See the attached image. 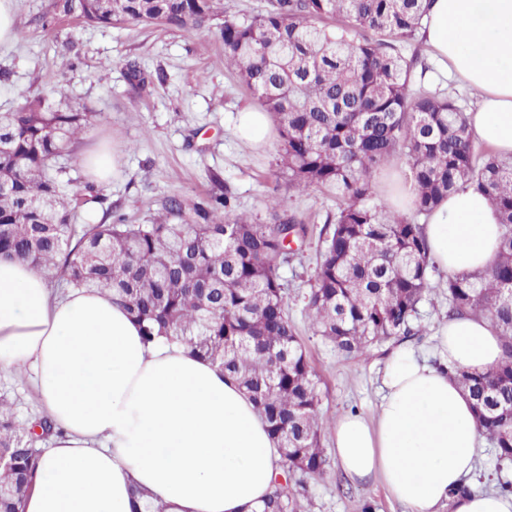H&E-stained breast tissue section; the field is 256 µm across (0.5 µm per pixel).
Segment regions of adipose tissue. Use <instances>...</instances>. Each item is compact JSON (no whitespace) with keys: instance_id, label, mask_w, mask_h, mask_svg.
I'll return each instance as SVG.
<instances>
[{"instance_id":"ef3b65f1","label":"adipose tissue","mask_w":512,"mask_h":512,"mask_svg":"<svg viewBox=\"0 0 512 512\" xmlns=\"http://www.w3.org/2000/svg\"><path fill=\"white\" fill-rule=\"evenodd\" d=\"M421 37L447 75L478 90L467 114L476 140L512 155V0H432ZM503 226L489 199L460 187L429 215V255L453 275L495 259ZM43 270L0 258V370L29 369L53 422L23 512H134L132 488L165 512H254L280 456L253 402L188 348L144 341L139 323L91 289L51 300ZM439 363L398 345L375 420L333 426L351 479L379 476L410 512H512V495L448 492L474 469L480 439L449 366L482 371L503 357L484 317L448 320Z\"/></svg>"}]
</instances>
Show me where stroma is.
Masks as SVG:
<instances>
[{"label": "stroma", "mask_w": 512, "mask_h": 512, "mask_svg": "<svg viewBox=\"0 0 512 512\" xmlns=\"http://www.w3.org/2000/svg\"><path fill=\"white\" fill-rule=\"evenodd\" d=\"M52 0H16L17 41L0 44V112L14 109L28 89L54 80L71 106L103 112L87 127L66 159L69 176L83 185L86 158L113 160L105 183L113 220L148 224L160 216L164 197L192 200L209 193L212 173H220L235 209L269 223L272 212L293 215L307 233L281 270L288 314L304 340L312 366L322 378V446L334 453L332 425L340 415L374 417L381 398L385 361L394 341L375 347L370 356L347 359L311 337L305 309L322 241L339 201L334 190L314 187L297 194L278 165L279 136L253 147L236 130L244 108L256 97L224 67L219 21L185 30L168 25H96L66 17L53 28L36 25ZM134 62L149 77L147 89L132 85L126 73ZM444 271L432 275L433 289L420 307L425 334L409 341L419 354L436 361V337L446 321L448 300ZM0 397L20 422L43 416L31 373L0 372ZM310 512H407L378 479L353 481L338 462L324 478L308 482Z\"/></svg>", "instance_id": "obj_1"}]
</instances>
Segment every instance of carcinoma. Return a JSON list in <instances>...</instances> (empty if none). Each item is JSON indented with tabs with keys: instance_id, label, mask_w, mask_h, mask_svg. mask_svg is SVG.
I'll return each mask as SVG.
<instances>
[{
	"instance_id": "carcinoma-1",
	"label": "carcinoma",
	"mask_w": 512,
	"mask_h": 512,
	"mask_svg": "<svg viewBox=\"0 0 512 512\" xmlns=\"http://www.w3.org/2000/svg\"><path fill=\"white\" fill-rule=\"evenodd\" d=\"M426 12L424 0H272L265 13L240 22L224 16V0H53L39 21L44 28L72 16L194 29L224 18V67L272 116L288 187H333L340 195L306 318L313 336L346 357L423 335L419 305L436 270L424 225L377 196V171L405 160L418 215L463 185L483 193L505 233L489 268L448 276V318H489L504 358L482 373L448 374L492 447L494 489L512 494V479L502 475L512 464V158L477 161L466 113L449 97L411 89L416 58L381 40L414 35ZM326 16L349 26L329 31L318 25ZM55 94L53 85L28 92L14 111L0 113V258L39 265L68 290L111 293L147 341L165 336L236 378L268 423L286 480L274 483L261 512H305L306 479L324 476L329 460L320 379L288 316L279 275L291 254L284 240L293 230L306 233L304 225L287 214L260 224L235 212L217 173L209 195H171L149 224L74 223L105 195L94 178L70 192L60 159L102 113L73 109ZM57 434L47 416L19 424L0 399V452L10 460L0 467V512H21L45 452L37 443Z\"/></svg>"
}]
</instances>
